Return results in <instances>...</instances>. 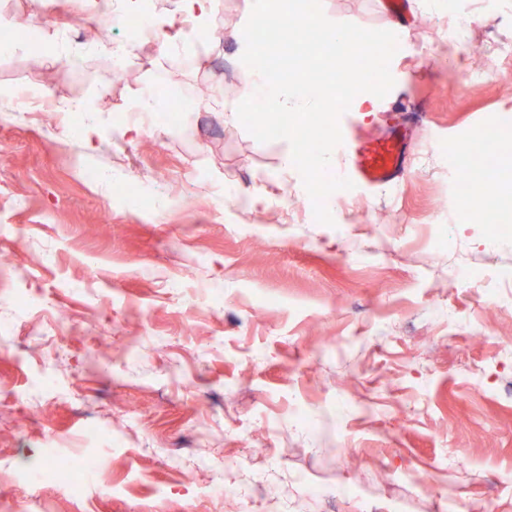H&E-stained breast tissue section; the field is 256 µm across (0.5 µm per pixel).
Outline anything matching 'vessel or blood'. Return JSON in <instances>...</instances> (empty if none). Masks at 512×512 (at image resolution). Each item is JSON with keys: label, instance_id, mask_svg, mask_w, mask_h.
Masks as SVG:
<instances>
[{"label": "vessel or blood", "instance_id": "obj_1", "mask_svg": "<svg viewBox=\"0 0 512 512\" xmlns=\"http://www.w3.org/2000/svg\"><path fill=\"white\" fill-rule=\"evenodd\" d=\"M408 151V139L398 129L385 137L365 141L356 150L353 176L368 187L389 184L403 173Z\"/></svg>", "mask_w": 512, "mask_h": 512}]
</instances>
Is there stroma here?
<instances>
[{
  "instance_id": "1",
  "label": "stroma",
  "mask_w": 512,
  "mask_h": 512,
  "mask_svg": "<svg viewBox=\"0 0 512 512\" xmlns=\"http://www.w3.org/2000/svg\"><path fill=\"white\" fill-rule=\"evenodd\" d=\"M251 0H214V33L187 55L141 45L117 81L104 48L74 67L97 21L87 0H0L52 24L40 53L0 51V96L30 89L104 102L92 144L53 115L0 112V503L7 512H512V239L461 216L457 179L512 182V0H322L325 15L398 30L395 84L349 141L406 130L395 186L348 190L334 226L303 216L287 141H257L227 106L251 71L238 39ZM467 24L448 44L450 17ZM184 103L165 134L123 113L156 83ZM205 84L210 95L196 103ZM209 123H202L201 113ZM494 126L463 170L448 141ZM150 186L154 205L117 198ZM109 223L93 236L89 225ZM484 274L485 296L457 279ZM58 309L53 324L48 309ZM112 483L81 498L20 480L45 447L68 457L86 422Z\"/></svg>"
}]
</instances>
